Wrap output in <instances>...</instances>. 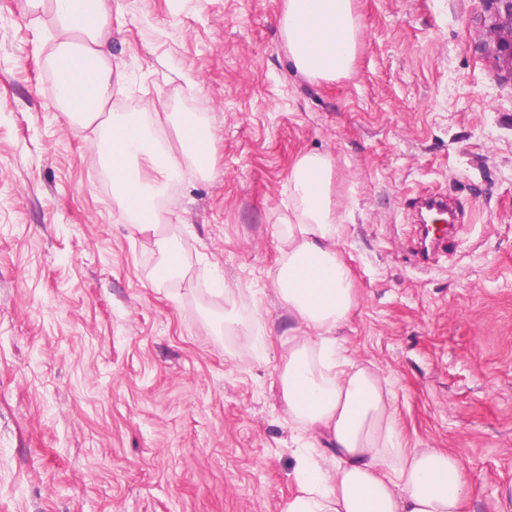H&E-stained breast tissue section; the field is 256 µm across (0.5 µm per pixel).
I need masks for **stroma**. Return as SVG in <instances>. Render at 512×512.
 Listing matches in <instances>:
<instances>
[{
	"label": "stroma",
	"mask_w": 512,
	"mask_h": 512,
	"mask_svg": "<svg viewBox=\"0 0 512 512\" xmlns=\"http://www.w3.org/2000/svg\"><path fill=\"white\" fill-rule=\"evenodd\" d=\"M353 5L352 71L312 80L284 0H107L108 111L212 124V176L183 169L160 211L184 264L163 279L95 135L56 110L47 15L0 0V512H282L300 427L280 395L277 214L308 152L333 158L347 211L348 356L408 447L459 457L464 512H512V83L483 50L484 0ZM430 193L462 218L422 266ZM259 321L270 342L243 352Z\"/></svg>",
	"instance_id": "obj_1"
}]
</instances>
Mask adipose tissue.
<instances>
[{
	"label": "adipose tissue",
	"instance_id": "ef3b65f1",
	"mask_svg": "<svg viewBox=\"0 0 512 512\" xmlns=\"http://www.w3.org/2000/svg\"><path fill=\"white\" fill-rule=\"evenodd\" d=\"M48 10L54 49L48 65L56 104L74 124L95 127L97 154L109 172L122 216L141 233L159 232L157 204L182 165L213 173V134L196 112L105 115L124 79L105 60L106 0H27ZM288 58L301 74H349L361 27L353 0H285L280 19ZM329 155L306 153L288 178L280 215L281 256L274 285L288 312L281 401L308 438L296 455L298 492L283 512H461L469 478L458 458L407 447L381 379L350 366L336 332L357 305L353 275L340 251L342 204ZM329 452H320V443Z\"/></svg>",
	"mask_w": 512,
	"mask_h": 512
}]
</instances>
